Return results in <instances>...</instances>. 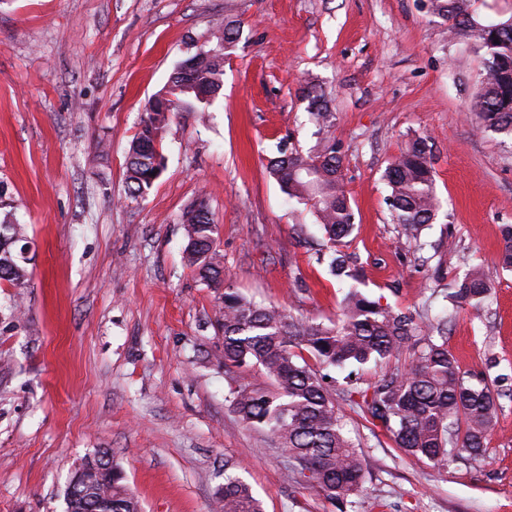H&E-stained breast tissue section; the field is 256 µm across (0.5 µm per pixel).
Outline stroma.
I'll list each match as a JSON object with an SVG mask.
<instances>
[{
  "label": "stroma",
  "instance_id": "1",
  "mask_svg": "<svg viewBox=\"0 0 512 512\" xmlns=\"http://www.w3.org/2000/svg\"><path fill=\"white\" fill-rule=\"evenodd\" d=\"M243 22L206 115L163 134L165 168L126 196L125 161L147 100L187 50ZM421 0H0V195L30 243L24 288L0 284V512H65L82 461L109 449L142 512H220L233 463L264 512H339L287 479L288 455L246 426L228 390L220 292L186 264L181 215L206 197L233 287L292 315L336 320L348 281L317 261L305 205L267 170L280 147L317 138L297 90L324 88L336 114L355 229L358 289L420 316L448 317L461 372L500 378L484 459L440 471L406 455L341 402L365 482L357 512H512V141L468 106L484 59ZM432 148L443 208L420 246L400 239L385 170L412 138ZM481 267V309L433 279Z\"/></svg>",
  "mask_w": 512,
  "mask_h": 512
}]
</instances>
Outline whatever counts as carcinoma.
Here are the masks:
<instances>
[{"mask_svg":"<svg viewBox=\"0 0 512 512\" xmlns=\"http://www.w3.org/2000/svg\"><path fill=\"white\" fill-rule=\"evenodd\" d=\"M430 10L449 22L448 29L465 34L483 52L481 87L473 98L478 126L512 137V18L503 22H477L472 0H429ZM241 21L224 18L207 42L211 53L195 52L179 61L168 81L154 97L175 98L168 111L145 107L138 131L128 150L126 194L143 196L161 176L165 166L162 132L177 113L212 105L224 86V56L240 35ZM298 97L324 136L314 153L296 148L279 150L268 172L288 199L310 207L321 226L330 272L349 275L350 256L340 250L355 226V213L343 185L342 158L336 138L329 136L334 115L322 86L313 81L300 85ZM385 180L392 219L409 241L419 242L421 231L442 207L435 186L430 151L423 138L413 140L388 165ZM186 225V263L208 284L224 287L226 273L215 247L216 227L205 200L188 207L181 216ZM0 282L24 288L29 272L19 258L17 244L23 228L4 212L0 218ZM500 262L512 269V225L502 226ZM445 297L473 308L490 295L482 271L471 267L445 284ZM217 323L224 337V373L228 376L225 402L240 419L274 435L295 463L292 478H303L343 507H353L364 469L353 444L343 433L336 394L327 374L311 367L303 353L324 368L363 366L371 361L399 359L409 354L406 370H396L377 382L362 386L361 378L348 379L342 395L356 405L371 423L381 428L406 454L436 466L467 455L485 456L499 411L495 381L484 373H461L448 350V317L439 316L422 327L415 317L383 305L350 287L336 322L325 325L298 319L224 287ZM261 373L267 383L252 381ZM224 461V485L219 489L222 512H263L251 487ZM89 496L112 503V512H140L137 498L123 484V473L113 463L91 474Z\"/></svg>","mask_w":512,"mask_h":512,"instance_id":"1","label":"carcinoma"}]
</instances>
